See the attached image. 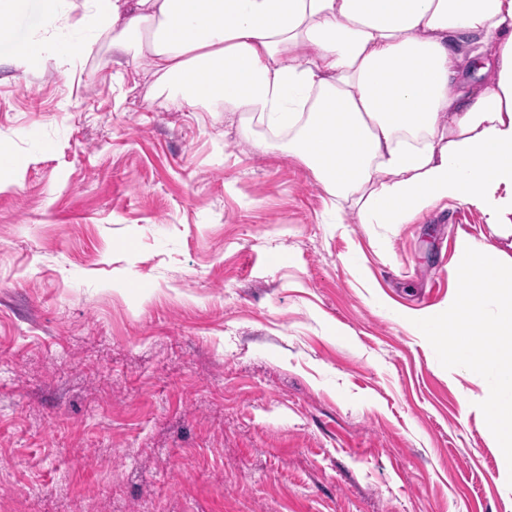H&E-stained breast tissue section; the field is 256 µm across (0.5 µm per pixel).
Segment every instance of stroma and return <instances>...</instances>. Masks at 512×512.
<instances>
[{
  "mask_svg": "<svg viewBox=\"0 0 512 512\" xmlns=\"http://www.w3.org/2000/svg\"><path fill=\"white\" fill-rule=\"evenodd\" d=\"M82 0L0 45V512H512V468L402 313L437 314L479 210L335 225L312 172L243 113L188 112ZM11 59L14 63L25 69L44 68L47 55L43 43L36 39L18 43L15 46Z\"/></svg>",
  "mask_w": 512,
  "mask_h": 512,
  "instance_id": "1",
  "label": "stroma"
}]
</instances>
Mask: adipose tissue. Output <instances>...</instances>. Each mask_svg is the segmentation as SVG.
<instances>
[{"mask_svg":"<svg viewBox=\"0 0 512 512\" xmlns=\"http://www.w3.org/2000/svg\"><path fill=\"white\" fill-rule=\"evenodd\" d=\"M188 110L242 112L363 224L462 201L512 237V0H84Z\"/></svg>","mask_w":512,"mask_h":512,"instance_id":"obj_1","label":"adipose tissue"}]
</instances>
